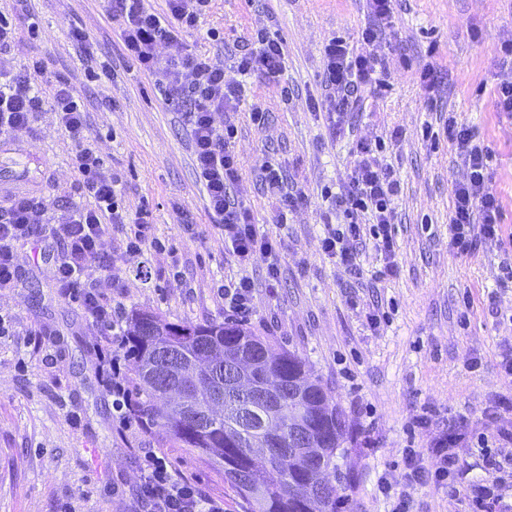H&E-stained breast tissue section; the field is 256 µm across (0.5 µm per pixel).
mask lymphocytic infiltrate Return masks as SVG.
Returning a JSON list of instances; mask_svg holds the SVG:
<instances>
[{
	"mask_svg": "<svg viewBox=\"0 0 512 512\" xmlns=\"http://www.w3.org/2000/svg\"><path fill=\"white\" fill-rule=\"evenodd\" d=\"M210 3L211 0H166L165 11L157 12L148 9L144 0H109L108 12L110 18L122 21L121 37L133 64L154 78L167 102L184 107L192 131L197 176L206 188L209 214L225 244L239 264L266 258L267 276L273 282L278 278V243L260 231L249 208L234 195L240 178L232 148L236 127L229 121L216 126L215 118L238 108L245 96L246 78L258 72L279 76L285 67V49L265 29L256 30L252 49L241 54L235 63L238 80H225L223 63L178 42L179 33L197 27ZM15 39V31L0 19V131L29 128L36 112L51 105L58 124L77 148L79 188L92 205L75 206L54 215L47 199L36 194H16L1 203L0 288L10 287L18 277V242L42 236L48 246L57 248L54 276L59 291L63 297L78 300L108 339V350L99 355L100 377L113 408L128 423L137 420L138 413L126 395L119 355L125 341L122 313L99 291L95 269L102 259V241L112 231L125 234L126 251L135 255L151 238L152 224L146 210L132 214L119 204L116 181L104 171L102 160L90 143L78 92L67 82L59 81L50 95H43L32 79L33 74L44 71L37 60L31 65V74L13 72L7 52ZM163 43L175 45L174 54L160 55L157 47ZM322 56L325 95L312 101L311 107L333 115V128L341 137L349 124V109L365 91L382 86L383 63L374 55L354 50L341 36L325 40ZM444 135L467 170L466 181L454 189L453 208L448 216V247L457 254L469 255L481 242L502 241L503 206L489 186L490 148L470 127L453 119L446 123ZM261 179L271 200L274 223H287L289 213L303 199V192L286 189L279 169L270 164L263 168ZM399 192L396 173L379 148L358 142L350 181L330 196L332 209L343 222L324 234L320 245L323 254L357 277L361 274L357 246L369 239L384 259L382 275H393V204ZM493 441L512 445V427L500 425L492 438L484 434L473 436L462 423L449 419L447 428L434 436L430 452L405 449L406 492H395L387 474L379 479V491L392 498L391 512H414L409 491L418 486L438 485L447 488L449 497H457V478L463 463L456 448L463 443L478 450L489 473L485 483L471 490L469 512H512L503 496L507 472L489 450ZM136 456L140 470L137 501L147 512H224L223 501L205 496L197 482L178 475L156 449H137Z\"/></svg>",
	"mask_w": 512,
	"mask_h": 512,
	"instance_id": "1",
	"label": "lymphocytic infiltrate"
}]
</instances>
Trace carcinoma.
Segmentation results:
<instances>
[{
  "mask_svg": "<svg viewBox=\"0 0 512 512\" xmlns=\"http://www.w3.org/2000/svg\"><path fill=\"white\" fill-rule=\"evenodd\" d=\"M124 350L129 364L128 393L150 426L165 440L209 456L224 470V481L248 512H342L339 490L349 480L336 458L350 439L348 419L303 359L224 323H170L146 311L126 320ZM175 351L188 370L166 378L158 362ZM252 362L254 382L273 374L282 389L263 406L240 393L231 377L238 361ZM186 386L184 400L162 409L156 404L166 386ZM302 422L312 442L296 441ZM268 449L257 460L251 446Z\"/></svg>",
  "mask_w": 512,
  "mask_h": 512,
  "instance_id": "obj_1",
  "label": "carcinoma"
}]
</instances>
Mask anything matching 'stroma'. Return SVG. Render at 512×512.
Wrapping results in <instances>:
<instances>
[{
  "label": "stroma",
  "mask_w": 512,
  "mask_h": 512,
  "mask_svg": "<svg viewBox=\"0 0 512 512\" xmlns=\"http://www.w3.org/2000/svg\"><path fill=\"white\" fill-rule=\"evenodd\" d=\"M0 15L16 29L14 69L40 59L41 83L61 78L79 93L91 142L118 180L121 205L150 213L153 239L136 256L127 254L121 232L106 237L112 276L101 280L102 293L127 314L140 309L172 323H221L230 315L218 286L248 276L255 308L246 327L300 354L352 425L338 460L351 477L346 512H387L379 475H400L404 448H429L449 417L495 435L494 406L512 393L500 371L502 353L512 349V284L501 283L507 256L498 246L487 242L461 257L448 249L452 189L466 172L441 129L455 117L490 146L491 185L512 232V117L497 112L494 98L512 0H395L390 28L370 48L385 64L387 86L354 107L352 132L342 139L308 102L321 94L324 41L339 34L357 44L370 24L364 0H213L184 40L223 62L226 79H235L233 58L250 50L256 29L287 50L283 73L251 76L246 101L231 116L238 128L236 193L255 223L281 241L274 283L265 261L244 268L225 252L195 171L191 128L131 64L106 0H0ZM74 29L86 42L73 41ZM211 29L220 40L208 39ZM103 61L112 77L98 75ZM427 65L436 77L431 91L419 80ZM255 101L266 111L261 126L249 116ZM427 126L436 138H423ZM396 128L403 136L393 142ZM381 137L401 182L397 273L377 278L379 255L367 244L359 255L362 275L354 279L320 250L334 219L325 191L348 182L355 140ZM76 154L48 109L29 129L0 132V201L34 192L55 212L83 205ZM268 163L306 196L282 226L273 225L258 181ZM185 214L194 236L182 230ZM55 259L40 240L21 242L18 280L0 289V512H137L139 448L159 449L179 474L223 500L225 512H244L206 455L167 443L161 428L145 434L120 426L98 375L99 333L79 303L59 297ZM467 292L474 299L469 309ZM375 305L386 315L377 329L366 320ZM422 413L428 426H414ZM462 454L459 496L449 499L435 485L417 488L419 512H467V487L487 473L477 451Z\"/></svg>",
  "instance_id": "stroma-1"
}]
</instances>
